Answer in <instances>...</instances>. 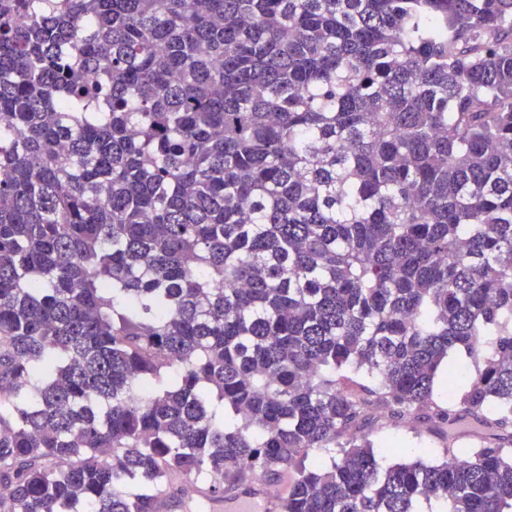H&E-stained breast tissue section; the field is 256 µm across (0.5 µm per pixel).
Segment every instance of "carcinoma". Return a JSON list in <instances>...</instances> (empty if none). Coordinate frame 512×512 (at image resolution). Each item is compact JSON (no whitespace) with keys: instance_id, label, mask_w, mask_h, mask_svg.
Returning <instances> with one entry per match:
<instances>
[{"instance_id":"carcinoma-1","label":"carcinoma","mask_w":512,"mask_h":512,"mask_svg":"<svg viewBox=\"0 0 512 512\" xmlns=\"http://www.w3.org/2000/svg\"><path fill=\"white\" fill-rule=\"evenodd\" d=\"M1 126L0 512H512V0H0ZM365 430L371 434L377 449L400 448V455L382 453L380 463L387 466L395 458L439 461L448 448V431L434 421L422 417L376 416ZM387 446V447H383ZM274 500L266 493L238 492L224 499L226 512H268L273 509ZM224 511V512H225Z\"/></svg>"}]
</instances>
